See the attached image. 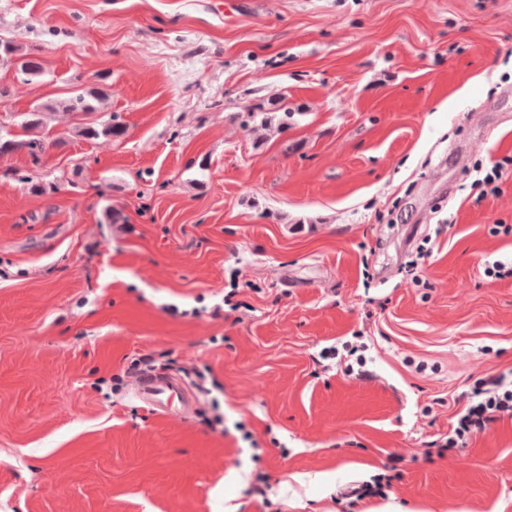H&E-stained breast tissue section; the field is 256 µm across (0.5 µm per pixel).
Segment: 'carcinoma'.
Wrapping results in <instances>:
<instances>
[{"mask_svg": "<svg viewBox=\"0 0 512 512\" xmlns=\"http://www.w3.org/2000/svg\"><path fill=\"white\" fill-rule=\"evenodd\" d=\"M0 65L15 68L23 75L22 82L24 83L40 76L44 70L43 59L39 55L38 49L22 48L6 40H0ZM103 97L104 91L102 89L92 88L68 99L50 100L36 106L32 111L25 113L21 122L25 131L24 137L16 138L12 136L8 138L0 133V154L24 152L33 161H38L47 147L44 130L49 114L57 110L75 114L95 112L98 110V105ZM75 134L89 140L101 137L119 140L126 134V125L120 121L119 117L112 115L108 120L101 123L76 127Z\"/></svg>", "mask_w": 512, "mask_h": 512, "instance_id": "1", "label": "carcinoma"}]
</instances>
